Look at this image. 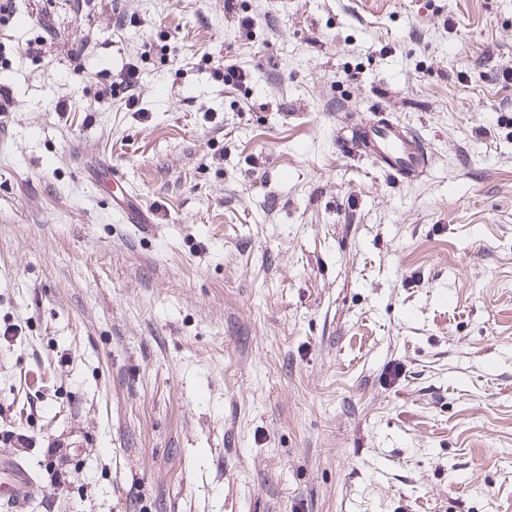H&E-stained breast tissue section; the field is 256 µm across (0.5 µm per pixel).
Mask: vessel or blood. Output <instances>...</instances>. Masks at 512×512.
<instances>
[{"label": "vessel or blood", "mask_w": 512, "mask_h": 512, "mask_svg": "<svg viewBox=\"0 0 512 512\" xmlns=\"http://www.w3.org/2000/svg\"><path fill=\"white\" fill-rule=\"evenodd\" d=\"M356 144L358 150L367 155L378 167L405 182L422 175L429 163L425 143L391 121L363 126ZM100 180L116 187L117 192L112 196V206L125 223H150L149 211L144 208L137 194L132 190L123 189V178L115 169H106Z\"/></svg>", "instance_id": "1"}]
</instances>
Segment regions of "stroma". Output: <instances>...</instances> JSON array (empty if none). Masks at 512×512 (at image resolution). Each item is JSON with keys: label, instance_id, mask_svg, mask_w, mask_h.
Here are the masks:
<instances>
[{"label": "stroma", "instance_id": "1", "mask_svg": "<svg viewBox=\"0 0 512 512\" xmlns=\"http://www.w3.org/2000/svg\"><path fill=\"white\" fill-rule=\"evenodd\" d=\"M14 13L0 512H512V0ZM384 118L413 181L355 149ZM356 144L378 167L405 182L422 175L429 163L426 144L392 121L363 126ZM109 165H98L93 170L105 169V173L96 181L112 184V209L115 208L120 217L126 224H152L150 213L144 208L139 196L133 193L132 189L126 190L123 182V177L116 172L115 169L109 168ZM121 186L119 193L114 192L115 187Z\"/></svg>", "mask_w": 512, "mask_h": 512}]
</instances>
